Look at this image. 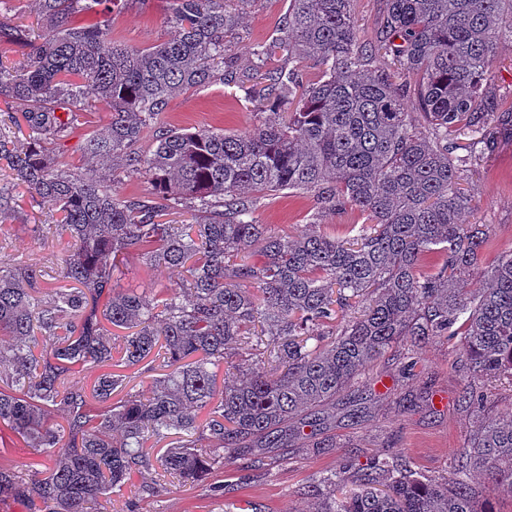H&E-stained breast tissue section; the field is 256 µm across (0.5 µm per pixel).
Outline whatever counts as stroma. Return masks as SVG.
<instances>
[{"instance_id":"1","label":"stroma","mask_w":512,"mask_h":512,"mask_svg":"<svg viewBox=\"0 0 512 512\" xmlns=\"http://www.w3.org/2000/svg\"><path fill=\"white\" fill-rule=\"evenodd\" d=\"M288 5L289 0H256L245 9L239 31L230 39L241 81L231 85L217 81L171 98L166 122L176 128L243 133L262 120L259 106L251 100V50L271 41ZM168 9V0H128L112 15L114 39L144 47L169 38ZM109 121L108 110L101 106L91 120H79L58 154L60 162L86 166L83 143L102 132ZM461 185L475 197L476 210L468 223L489 227L483 263L491 265L512 250V141H501L490 157L464 175ZM60 218L59 212L37 204L24 187H16L10 211L0 215V265L21 261L35 268L39 287H67L61 271L73 245L68 235L54 229ZM256 218L294 234L317 219L324 231L339 236L349 225L365 221L354 208L317 215L312 196L296 193L261 201ZM34 224L41 225L40 235L31 232ZM172 283L166 269L146 265L133 253L118 285L142 289ZM465 382L460 338L435 339L418 347L405 341L395 344L360 377L363 400L359 407L351 408L345 397H338L331 425L296 440L285 459L250 470L244 481L242 459L226 451L220 479L234 483L235 488L224 496L213 495L206 482L182 487L168 479L156 482L151 475H136L121 495L113 496L106 512H128L132 502L139 512H307L314 492L323 488V477L394 454L406 458L411 469L425 477L464 480L473 487L479 506L512 512V496L491 478L457 469V458L475 421L472 407L460 398Z\"/></svg>"}]
</instances>
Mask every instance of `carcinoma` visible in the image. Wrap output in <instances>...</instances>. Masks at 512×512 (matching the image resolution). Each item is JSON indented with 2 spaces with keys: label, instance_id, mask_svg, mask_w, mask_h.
I'll return each instance as SVG.
<instances>
[{
  "label": "carcinoma",
  "instance_id": "1",
  "mask_svg": "<svg viewBox=\"0 0 512 512\" xmlns=\"http://www.w3.org/2000/svg\"><path fill=\"white\" fill-rule=\"evenodd\" d=\"M116 2L38 0L39 35L0 21V45L22 56L15 70L0 65V98L19 111L0 123L10 170L0 211L23 186L59 208L75 242L63 272L71 288L41 292L32 266H0V430L49 463L46 478L28 481L0 469V498L98 512L155 467L194 484L224 469L226 448L254 467L292 447L304 415L327 422L390 345L445 336L461 337L462 399L476 409L460 469L512 486V418L491 414L483 390L512 387V251L483 270L477 291L459 279L479 268L488 235L464 223L475 203L461 175L512 139V112L497 111L490 84L498 45L512 44V0H381L371 41L353 0H290L276 36L253 48V79L262 104L293 109L246 134L165 121L173 96L238 79L227 45L236 9L170 0L174 34L139 48L110 38ZM99 104L111 120L82 150L109 164L106 178L56 162ZM14 129L26 131L19 148ZM138 175L150 195L112 192ZM300 192L319 214L350 207L366 222L343 237L256 223L261 201ZM172 210L188 223L162 222ZM255 242L254 260L243 252ZM133 250L176 286L118 288ZM433 254L441 262L423 270ZM255 344L260 359L218 384L229 347ZM88 366L98 374L87 392L72 377ZM122 368L162 374L144 394L127 389ZM171 435L151 460L148 443ZM323 483L313 512H478L468 483L425 478L401 457Z\"/></svg>",
  "mask_w": 512,
  "mask_h": 512
}]
</instances>
